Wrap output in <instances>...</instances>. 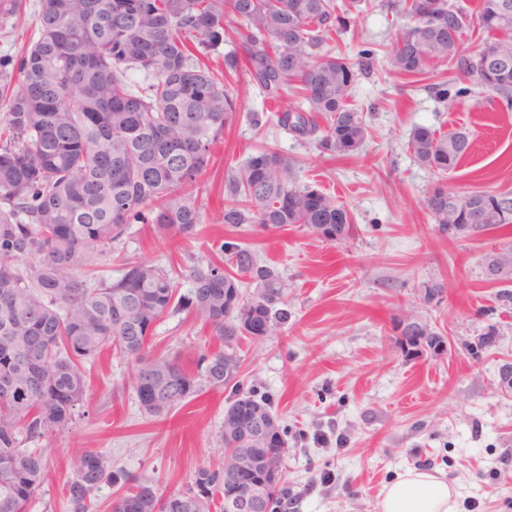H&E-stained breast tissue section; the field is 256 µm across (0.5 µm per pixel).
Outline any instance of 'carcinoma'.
Instances as JSON below:
<instances>
[{"instance_id":"obj_1","label":"carcinoma","mask_w":512,"mask_h":512,"mask_svg":"<svg viewBox=\"0 0 512 512\" xmlns=\"http://www.w3.org/2000/svg\"><path fill=\"white\" fill-rule=\"evenodd\" d=\"M503 0H477L473 13L448 0H393L405 20L390 50L394 71L421 77L442 61L458 78L495 93L512 109V62L486 69L482 59L500 51L512 55V13ZM235 24L242 55H224V78L204 62L224 44L226 23ZM349 9L336 0H39L38 38L20 61L23 78L11 85L0 70L8 110L0 119V512H27L45 478L40 451L25 444L65 431L84 404L83 364L114 347L133 363L131 384L143 411L165 417L198 392L200 382L231 383L240 369L236 347L250 322L271 319L275 332L284 317L280 275L259 264L248 247L227 242L234 272L210 262L189 273L192 288L177 295L164 269L127 263L114 280L91 268L125 233L126 226H150L157 240L190 238L202 223L194 196L207 171L212 145L236 111L230 77L243 70L278 104V126L299 138L318 136L316 146L332 156L356 154L368 136L363 113L352 107L351 91L368 66L324 49L328 36L347 29ZM486 33L480 48L463 49L466 32ZM134 73L149 80L141 87ZM294 88L304 107L281 105ZM446 107L469 89L450 93L434 85ZM407 148L421 166L438 174L458 168L473 148L470 133H439L416 126ZM454 205L448 187L433 185L424 199L444 232L461 225L460 236L512 226V192L484 189L464 194ZM224 223L257 224L288 230L299 224L326 241L350 235L351 216L336 199L297 182L291 163L266 145L224 179ZM255 283L244 290L242 277ZM236 297L238 313L224 308ZM187 310L204 321L223 347L201 354L189 370L179 353L155 356L149 342L168 312ZM422 345L399 334L407 354L438 355L445 338L434 330ZM168 400L153 406L156 397ZM259 406L274 414L269 400L241 391L224 407L247 414ZM222 465L201 468L193 485L174 493L147 480L112 471L98 451L72 457L68 487L71 512H88L103 482L129 488L110 512H189L180 500L210 512L215 499L236 489L224 466L237 441L220 434ZM284 491L268 487L265 512H277Z\"/></svg>"}]
</instances>
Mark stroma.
Masks as SVG:
<instances>
[{"label":"stroma","mask_w":512,"mask_h":512,"mask_svg":"<svg viewBox=\"0 0 512 512\" xmlns=\"http://www.w3.org/2000/svg\"><path fill=\"white\" fill-rule=\"evenodd\" d=\"M37 2L23 0L0 25V58L15 80L37 37ZM363 2L349 30L328 41L342 53H374L353 89L369 128L357 154L330 157L279 127L272 103L238 73L231 78L237 111L195 186L203 214L198 234L159 242L148 225L135 222L96 266L117 279L127 261L149 262L167 270L184 294L190 269L233 242L279 272L286 318L274 334L242 340L240 377L269 398L286 430L280 470L298 495L295 512H378L384 486L409 468L455 478L459 512H512V392L498 388L501 366L512 364V303L500 298L512 292V279L485 276L487 256L512 248V235L448 237L424 205L440 179L460 193L512 191V112L479 88L460 95L454 108L439 103L433 83L448 82L453 91L463 86L448 62L420 78H399L388 52L403 20L382 0ZM418 125L469 131L471 155L441 177L419 166L407 149ZM268 144L292 162L298 183L350 211V238L325 242L299 225L269 233L255 224H222L225 176ZM438 280L443 295L426 299V285ZM409 313L445 336L442 355L402 351L395 321ZM151 346L193 364L220 342L202 321L174 311L157 324ZM132 370L109 348L85 363L84 415L35 443L47 478L28 512H71V458L79 450L103 452L113 469L165 493L187 490L198 469L218 467L234 388L201 384L167 417H151L131 386Z\"/></svg>","instance_id":"obj_1"}]
</instances>
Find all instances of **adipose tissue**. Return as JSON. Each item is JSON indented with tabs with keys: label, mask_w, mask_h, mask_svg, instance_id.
<instances>
[{
	"label": "adipose tissue",
	"mask_w": 512,
	"mask_h": 512,
	"mask_svg": "<svg viewBox=\"0 0 512 512\" xmlns=\"http://www.w3.org/2000/svg\"><path fill=\"white\" fill-rule=\"evenodd\" d=\"M457 496L445 476L409 469L387 485L379 512H457Z\"/></svg>",
	"instance_id": "1"
}]
</instances>
